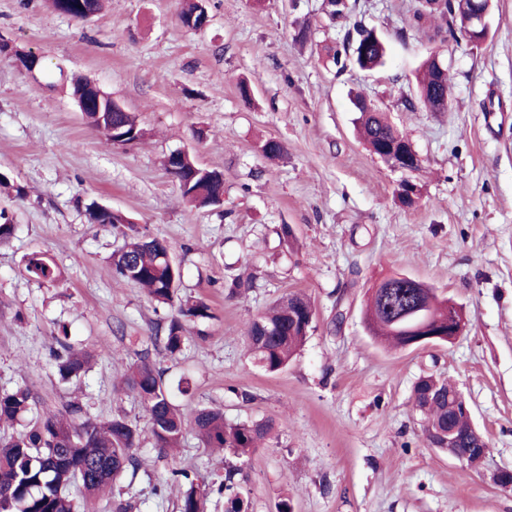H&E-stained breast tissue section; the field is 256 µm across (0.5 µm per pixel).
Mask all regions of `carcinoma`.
<instances>
[{
	"label": "carcinoma",
	"mask_w": 512,
	"mask_h": 512,
	"mask_svg": "<svg viewBox=\"0 0 512 512\" xmlns=\"http://www.w3.org/2000/svg\"><path fill=\"white\" fill-rule=\"evenodd\" d=\"M52 7L73 18L84 19L99 10L100 0H50ZM486 0H440L435 11H421L422 0H414L410 9V25L421 29L435 23L433 36L448 34L465 37L475 9ZM208 12L205 0H188L179 15L181 25L198 31ZM386 46L376 37V30L360 22L352 24L341 48L334 50L333 62L339 70L353 65L371 71L384 63ZM418 102L405 101L413 110L420 104L428 112H445L451 97L447 71H440L433 58H428L416 75ZM101 91L80 78L72 80V95L85 101L82 112L95 129L102 125L121 126L127 139L117 145H131L143 136L137 117L130 112H100ZM354 107L360 113L359 133L371 151L387 161L385 149L405 135L393 126L374 105L356 97ZM165 169L178 181L183 195L199 207L216 206L224 195L223 175L199 166L193 157L177 160L168 155ZM89 220L110 226L124 239L123 246L112 254V268L122 280L140 285L152 301L175 307L165 326L164 349L175 355L182 351L186 326L212 317L210 306L203 300H186L174 304L180 281L179 267L172 263L166 242L139 232L120 212L102 211L99 203L86 205ZM23 271L36 280H55L59 273L42 253L23 259ZM368 299L364 319L371 334L398 348L416 345L423 336H436L447 343L448 309L455 303L439 298L435 289L414 280L402 279L389 287L388 279L375 286ZM310 302L300 294H291L265 313L254 318L248 327L250 354L269 373L283 370L304 345L312 328ZM58 372L64 380H79L90 369L92 355L64 346L55 357ZM126 385L139 396L147 413L154 445L164 451L179 447L187 428H192L208 448H224L236 456H244L274 429L271 420L260 423H230L224 411L214 407L196 410L192 420L185 419L179 406L163 383L162 373L152 364L141 361L129 366ZM458 394L456 386L433 375L422 377L413 388L414 404L425 417L426 431L451 432L463 448L472 443L470 422L456 413L452 403ZM0 426L13 432L0 437V512H77L64 489L79 482L89 499L96 497L126 470L139 466L134 449L139 447V428L126 417L116 415L101 421L90 417L81 403L71 401L61 410L39 408V400L26 386L0 391ZM181 477L187 485L180 512H206L208 493L200 490L188 474ZM233 471L227 470L217 492L224 495L226 512H249V503L233 489Z\"/></svg>",
	"instance_id": "cac0c4a2"
}]
</instances>
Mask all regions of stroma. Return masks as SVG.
Returning <instances> with one entry per match:
<instances>
[{
    "label": "stroma",
    "instance_id": "35a3bbf8",
    "mask_svg": "<svg viewBox=\"0 0 512 512\" xmlns=\"http://www.w3.org/2000/svg\"><path fill=\"white\" fill-rule=\"evenodd\" d=\"M183 0H102L77 20L49 0H0V190L16 224L0 245V391L27 385L51 405L76 395L93 417L122 413L143 429L137 472H124L93 512H179L187 470L213 490L235 466L249 512H512V0H491L480 46L437 44L407 24L410 0H349L354 19L387 47L373 71L337 70L327 55L347 23L324 0H209L211 21L186 31ZM308 28L311 37L296 41ZM448 67L447 111H408L414 73L432 52ZM40 57L26 71L22 54ZM88 79L145 130L117 146L90 127L70 91ZM363 93L404 132L421 158L395 170L358 138L352 99ZM284 146L271 160L261 151ZM187 151L224 175V202L193 207L164 158ZM404 181L422 189L400 204ZM167 240L181 270L180 300L204 299L211 319L189 324L183 351L156 342L171 316L138 285L116 279L123 243L89 221L90 201ZM44 253L60 272L37 281L25 255ZM394 273L435 288L464 309L453 342L394 349L363 319L368 293ZM313 303L316 318L294 360L277 373L249 354L250 320L287 295ZM91 352L80 382L61 381V344ZM147 359L168 385L186 378L185 418L203 406L230 422L271 420L249 455L203 447L186 433L167 454L155 448L139 397L122 389L125 363ZM452 381L489 444L479 470L434 447L413 403L423 376Z\"/></svg>",
    "mask_w": 512,
    "mask_h": 512
}]
</instances>
